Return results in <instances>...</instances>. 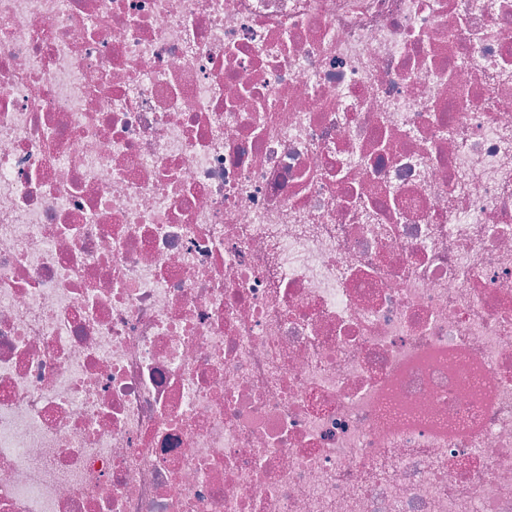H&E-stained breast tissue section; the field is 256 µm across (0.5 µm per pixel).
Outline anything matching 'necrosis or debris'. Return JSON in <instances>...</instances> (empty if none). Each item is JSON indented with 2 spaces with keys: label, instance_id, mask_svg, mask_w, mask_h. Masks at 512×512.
Wrapping results in <instances>:
<instances>
[{
  "label": "necrosis or debris",
  "instance_id": "obj_1",
  "mask_svg": "<svg viewBox=\"0 0 512 512\" xmlns=\"http://www.w3.org/2000/svg\"><path fill=\"white\" fill-rule=\"evenodd\" d=\"M0 512H512V0H0Z\"/></svg>",
  "mask_w": 512,
  "mask_h": 512
}]
</instances>
